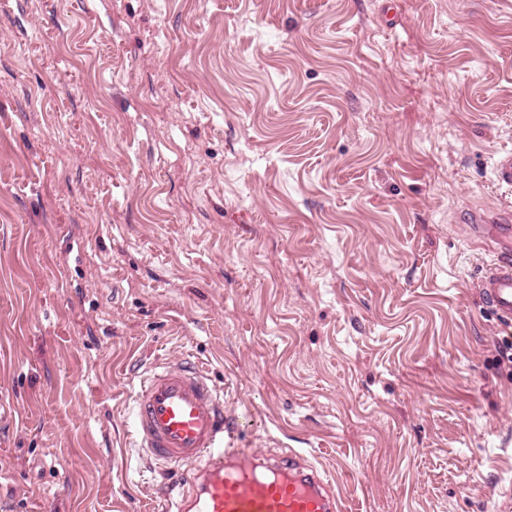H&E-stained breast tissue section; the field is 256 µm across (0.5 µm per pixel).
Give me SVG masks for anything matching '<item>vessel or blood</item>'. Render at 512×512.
Instances as JSON below:
<instances>
[{"instance_id":"1","label":"vessel or blood","mask_w":512,"mask_h":512,"mask_svg":"<svg viewBox=\"0 0 512 512\" xmlns=\"http://www.w3.org/2000/svg\"><path fill=\"white\" fill-rule=\"evenodd\" d=\"M494 255L478 280L485 306L512 328V206L477 218ZM133 431L158 464L184 482L172 512H341L326 474L297 451L246 455L228 441L239 430L203 372L172 360L146 376L134 396Z\"/></svg>"}]
</instances>
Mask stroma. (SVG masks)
Instances as JSON below:
<instances>
[{
	"mask_svg": "<svg viewBox=\"0 0 512 512\" xmlns=\"http://www.w3.org/2000/svg\"><path fill=\"white\" fill-rule=\"evenodd\" d=\"M506 150L512 0H0V512H166L186 354L342 512H512ZM487 231L490 251L494 254L478 280V290L485 306L497 320L512 328V208L510 202L487 211L474 220Z\"/></svg>",
	"mask_w": 512,
	"mask_h": 512,
	"instance_id": "stroma-1",
	"label": "stroma"
}]
</instances>
